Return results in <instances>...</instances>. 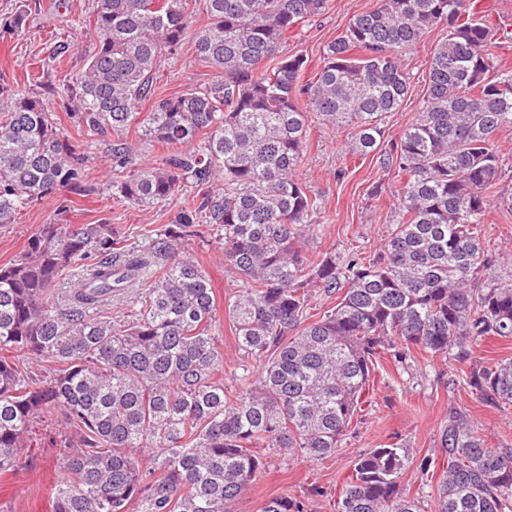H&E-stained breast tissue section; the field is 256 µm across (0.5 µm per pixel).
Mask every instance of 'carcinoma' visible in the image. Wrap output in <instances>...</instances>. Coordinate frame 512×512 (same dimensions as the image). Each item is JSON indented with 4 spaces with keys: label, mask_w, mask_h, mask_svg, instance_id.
Masks as SVG:
<instances>
[{
    "label": "carcinoma",
    "mask_w": 512,
    "mask_h": 512,
    "mask_svg": "<svg viewBox=\"0 0 512 512\" xmlns=\"http://www.w3.org/2000/svg\"><path fill=\"white\" fill-rule=\"evenodd\" d=\"M328 3L200 0L208 24L193 30L184 0H98L93 50L65 93L79 126L113 138L112 187L141 206L188 183L209 189L146 250L125 248L110 224H58L0 266V473L59 449L53 512H238L270 451L319 460L341 448L375 362L412 347L464 364L474 344L512 339V283L472 287L498 262L479 228L505 167L498 134L512 129V66L496 52L512 34L477 0H378L305 80L308 61L284 44ZM28 8L0 28L19 31ZM437 27L445 36L422 73L421 106L388 138L387 114L414 80L406 51ZM189 37L220 78L156 97L161 58ZM270 59L276 66L261 68ZM310 111L348 131L350 155L380 151L396 178L395 223L370 255L303 250L322 210L297 174ZM133 125L166 149L159 163L135 166L124 139ZM60 188L93 191L85 153L43 95L0 85V223ZM201 224L242 283L224 303L237 349L260 364L233 390L210 281L172 251ZM169 255L128 319L103 313ZM77 266L61 304L52 288ZM318 290L336 304L309 322ZM22 356L49 372L31 374ZM468 383L483 402L512 406L511 359L472 367ZM55 410L63 429L39 432ZM441 444L448 463L432 512H512V448L491 445L457 411ZM402 466L395 448L359 454L336 512H425L393 480ZM261 512L310 509L281 494Z\"/></svg>",
    "instance_id": "cac0c4a2"
}]
</instances>
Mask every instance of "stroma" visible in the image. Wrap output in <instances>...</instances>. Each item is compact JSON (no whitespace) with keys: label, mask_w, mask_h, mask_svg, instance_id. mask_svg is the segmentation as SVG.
Segmentation results:
<instances>
[{"label":"stroma","mask_w":512,"mask_h":512,"mask_svg":"<svg viewBox=\"0 0 512 512\" xmlns=\"http://www.w3.org/2000/svg\"><path fill=\"white\" fill-rule=\"evenodd\" d=\"M377 0H331L324 15L300 26L288 35L285 50L307 59L318 68L326 46L346 30L359 13L375 8ZM97 0H38L28 13L21 34L0 30V77L49 95L48 103L69 141L88 156L87 169L93 192L78 195L63 189L24 210L13 223L0 224V265L23 253L29 239L51 224H108L125 246L142 248L175 222L178 214L191 208L197 191L184 187L179 194L149 206L135 207L115 194L103 175L111 166L112 140L87 133L66 115L63 87L85 68L94 47V34L87 22L93 19ZM443 37L434 29L405 60L415 80L399 111L386 120L390 132H397L418 111L423 96L420 81L432 49ZM216 71L197 55L193 42H185L176 55L165 57L155 79V94L168 97L190 87L201 88L215 81ZM345 132L309 116L308 147L299 167V178L307 191L320 198L324 211L320 230L306 239L309 252L347 254L362 246L379 250L387 239L397 205L394 187L376 156L346 155ZM380 199H372L374 188ZM500 194L490 202L489 222L484 226L485 246L512 255V168H506L499 182ZM180 255L195 259L206 273L217 302H224L240 288L234 275L225 272L223 253L212 235L203 234L179 241ZM216 333L224 343V384L239 386L246 373L256 372L254 361L242 359L228 317L218 316ZM465 412L489 442L512 448V408L495 409L483 403L469 387L463 372L449 374L442 358L408 350L401 361H382L363 410L341 448L320 460L303 456L273 455L262 477L253 486L240 512H259L265 499L285 494L305 501L313 512H335L336 499L351 471L354 458L370 448L398 449L404 468L398 475L409 495L432 501L437 477L422 476L418 468L423 457L444 459L441 431L450 409ZM62 476L58 449L45 451L36 468L0 475V512H52L53 488Z\"/></svg>","instance_id":"1"}]
</instances>
